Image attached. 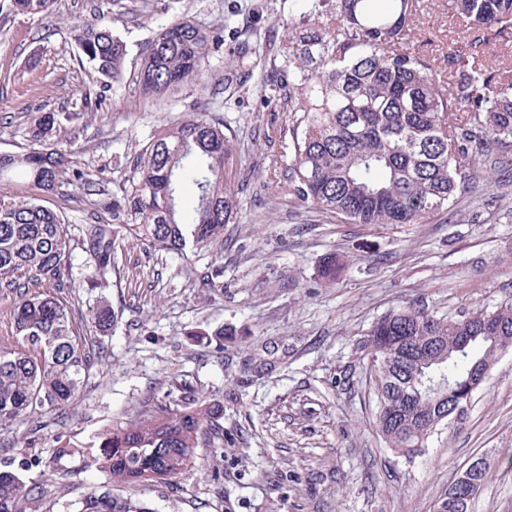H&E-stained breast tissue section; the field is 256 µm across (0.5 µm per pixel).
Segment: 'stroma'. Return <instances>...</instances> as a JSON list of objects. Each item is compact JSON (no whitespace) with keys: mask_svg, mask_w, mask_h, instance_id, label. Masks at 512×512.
<instances>
[{"mask_svg":"<svg viewBox=\"0 0 512 512\" xmlns=\"http://www.w3.org/2000/svg\"><path fill=\"white\" fill-rule=\"evenodd\" d=\"M99 7L128 46L124 79L106 91L73 39ZM297 15L294 0H53L39 19L0 9V151L29 150L41 113L88 103V116L57 125L50 140L70 147L101 188L50 194L14 173L0 179V196L42 199L83 224L102 214L104 195L128 187L131 160L154 133L202 112L233 142L224 177L238 201L237 223L210 250L123 251L121 279L107 291L118 325L94 337L98 362L75 404L0 433V470L43 487L39 512H79L83 494L105 480L90 465L95 434L181 388L223 404V448L200 444L187 474L116 497L153 512H437L482 455L487 477L471 512H512V351L464 414L409 460L378 431L362 347L397 307L453 316L512 298V182L489 188L476 168L471 192L421 224H347L300 201L288 187L290 114L250 84L228 100L214 94L236 65V39L279 48ZM177 18L223 32L224 47L201 79L155 102L136 84L140 55ZM418 20L409 50L449 77L448 58L468 39L461 21L448 0H420ZM331 255L344 267L328 282L318 270ZM217 265L223 278L207 284ZM59 434L76 442L74 453L57 455Z\"/></svg>","mask_w":512,"mask_h":512,"instance_id":"1","label":"stroma"}]
</instances>
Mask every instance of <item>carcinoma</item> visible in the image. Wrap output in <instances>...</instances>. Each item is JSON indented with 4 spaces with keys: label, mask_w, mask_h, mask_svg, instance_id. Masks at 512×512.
Instances as JSON below:
<instances>
[{
    "label": "carcinoma",
    "mask_w": 512,
    "mask_h": 512,
    "mask_svg": "<svg viewBox=\"0 0 512 512\" xmlns=\"http://www.w3.org/2000/svg\"><path fill=\"white\" fill-rule=\"evenodd\" d=\"M10 11L49 13L53 0H8ZM469 31L468 51L451 56L453 82L445 88L432 60L406 43L417 26L418 0H309L301 28L291 29L273 91L281 112L293 113V193L321 213L352 224H419L466 191L470 167L512 166V69L487 64L484 30H512V0H448ZM104 11L74 29L81 60L104 85L123 78L127 45L103 21ZM337 21L321 29L323 19ZM224 36L188 19L161 28L141 54L140 94L160 99L201 75ZM238 69L224 91H238L262 62L260 50L237 46ZM467 111L458 113L461 108ZM82 112L44 113L29 138L38 147L0 153V179L20 171L48 192L62 186L100 188L78 167L68 147L43 146L55 125ZM224 125L200 112L163 128L134 157L129 187L105 203L109 220L71 225L36 201L0 197V289L17 295L12 336L0 342V430L43 411L74 405L94 366L89 341L115 329L118 318L101 296L75 317L66 301L74 287V250L85 254L83 282L110 287L120 277L119 251L132 240L167 253L203 251L237 220L235 193L224 178L232 154ZM512 337V302L455 318L413 307L392 309L369 331L376 355V422L385 442L403 457L421 454L435 428L425 419L448 409V386L468 387L472 374L491 368L499 351L485 339L483 319ZM218 403L189 394L171 398L96 434L92 463L106 482L87 492L81 512H150L120 505L112 484H145L179 477L205 442L224 437ZM40 487L0 470V512H26Z\"/></svg>",
    "instance_id": "1"
}]
</instances>
